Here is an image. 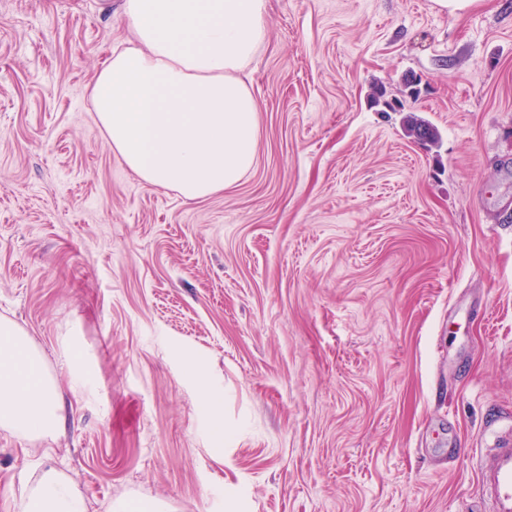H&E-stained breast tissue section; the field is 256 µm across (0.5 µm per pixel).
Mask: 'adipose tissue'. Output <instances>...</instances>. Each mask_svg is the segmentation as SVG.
<instances>
[{"label":"adipose tissue","mask_w":512,"mask_h":512,"mask_svg":"<svg viewBox=\"0 0 512 512\" xmlns=\"http://www.w3.org/2000/svg\"><path fill=\"white\" fill-rule=\"evenodd\" d=\"M268 0H123L128 45L89 96L113 151L144 183L198 200L236 186L257 156L258 106L242 74L268 38ZM61 424L54 380L26 331L0 319V430ZM23 512H86L74 480L33 471Z\"/></svg>","instance_id":"adipose-tissue-1"}]
</instances>
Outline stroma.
Returning a JSON list of instances; mask_svg holds the SVG:
<instances>
[{"mask_svg":"<svg viewBox=\"0 0 512 512\" xmlns=\"http://www.w3.org/2000/svg\"><path fill=\"white\" fill-rule=\"evenodd\" d=\"M121 6L0 0V318L63 405L54 436L0 431V512L48 464L87 512H486L512 426V0H270L256 163L194 201L89 110Z\"/></svg>","mask_w":512,"mask_h":512,"instance_id":"1","label":"stroma"}]
</instances>
